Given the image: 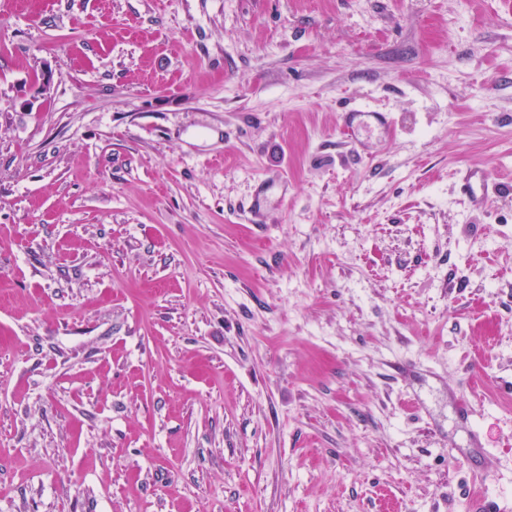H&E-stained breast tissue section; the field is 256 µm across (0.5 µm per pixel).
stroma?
Masks as SVG:
<instances>
[{
  "label": "stroma",
  "mask_w": 512,
  "mask_h": 512,
  "mask_svg": "<svg viewBox=\"0 0 512 512\" xmlns=\"http://www.w3.org/2000/svg\"><path fill=\"white\" fill-rule=\"evenodd\" d=\"M471 168L512 181V0H12L0 512H512ZM386 113L366 106H353L343 113L344 132L353 136L359 129L371 131L374 127H390Z\"/></svg>",
  "instance_id": "stroma-1"
}]
</instances>
